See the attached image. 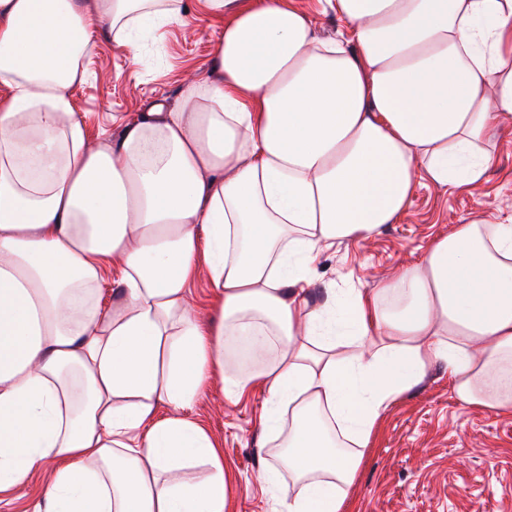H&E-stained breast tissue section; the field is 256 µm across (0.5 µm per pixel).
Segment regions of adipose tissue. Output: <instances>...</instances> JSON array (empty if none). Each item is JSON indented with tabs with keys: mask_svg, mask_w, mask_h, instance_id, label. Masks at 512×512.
Wrapping results in <instances>:
<instances>
[{
	"mask_svg": "<svg viewBox=\"0 0 512 512\" xmlns=\"http://www.w3.org/2000/svg\"><path fill=\"white\" fill-rule=\"evenodd\" d=\"M321 2L336 37L290 0H199L224 23L207 73L92 145L72 90L98 37L144 63L142 30L190 4L0 0V492L51 461L35 512H227L223 456L179 414L214 374L230 400L266 389L263 429L292 413L274 512H343L433 363L462 404L512 411L511 222L311 297L322 253L398 223L420 184L482 182L512 122V0ZM242 338L260 367L230 357ZM191 290L197 305L198 317L201 322H207L214 302L211 288L208 287L206 280L201 278L194 283Z\"/></svg>",
	"mask_w": 512,
	"mask_h": 512,
	"instance_id": "obj_1",
	"label": "adipose tissue"
}]
</instances>
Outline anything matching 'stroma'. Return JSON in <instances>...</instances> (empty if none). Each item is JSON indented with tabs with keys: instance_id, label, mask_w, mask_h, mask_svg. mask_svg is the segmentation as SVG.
I'll return each mask as SVG.
<instances>
[{
	"instance_id": "35a3bbf8",
	"label": "stroma",
	"mask_w": 512,
	"mask_h": 512,
	"mask_svg": "<svg viewBox=\"0 0 512 512\" xmlns=\"http://www.w3.org/2000/svg\"><path fill=\"white\" fill-rule=\"evenodd\" d=\"M218 35L216 20L192 17L150 42L147 66L132 64L109 37H99L85 61L87 78L74 91L90 135L117 131L118 120L153 102L175 104L183 81L206 68ZM490 149L494 160L481 184L446 192L418 188L398 223L369 240L325 251L317 266L319 281L373 287L379 274L415 261L421 247L456 224L511 214V125L495 132ZM265 399L256 390L228 401L215 380L184 411L210 433L224 457L232 488L228 512H271V493L256 482L278 444L257 422ZM50 475V467H42L21 489L1 493L0 512H34ZM344 512H512V413L460 403L448 388L445 366L434 365L381 419Z\"/></svg>"
}]
</instances>
